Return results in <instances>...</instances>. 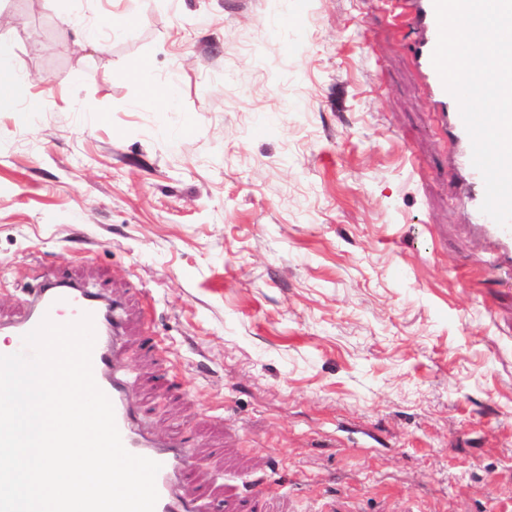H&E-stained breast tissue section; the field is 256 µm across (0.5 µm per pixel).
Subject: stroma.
<instances>
[{
  "label": "stroma",
  "instance_id": "stroma-1",
  "mask_svg": "<svg viewBox=\"0 0 512 512\" xmlns=\"http://www.w3.org/2000/svg\"><path fill=\"white\" fill-rule=\"evenodd\" d=\"M415 38L385 0H0L43 104L0 105V319L41 275L121 303L128 398L205 512L512 505V269Z\"/></svg>",
  "mask_w": 512,
  "mask_h": 512
}]
</instances>
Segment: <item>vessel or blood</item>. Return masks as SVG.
Listing matches in <instances>:
<instances>
[{
    "label": "vessel or blood",
    "instance_id": "obj_1",
    "mask_svg": "<svg viewBox=\"0 0 512 512\" xmlns=\"http://www.w3.org/2000/svg\"><path fill=\"white\" fill-rule=\"evenodd\" d=\"M407 15L421 32L413 47L414 61L422 84L440 113L444 126L459 146L458 166L467 177V194L472 212V227L491 244L497 264L512 267V226L498 225L480 210L485 196L481 174L471 162L472 144L460 115L456 99L445 89L432 64L438 40V25L433 0H404ZM91 314L95 328L92 370L99 388L109 397L117 429L125 449L134 455L160 463L156 476L159 499L155 512H193L196 490L187 479L188 466L195 460L183 441L155 440L139 421L127 398V376L123 365L122 334L124 326L117 305L104 294L57 281L41 283L35 288L24 313L15 319L0 321V355L24 351V337L43 320L57 324L79 320Z\"/></svg>",
    "mask_w": 512,
    "mask_h": 512
}]
</instances>
